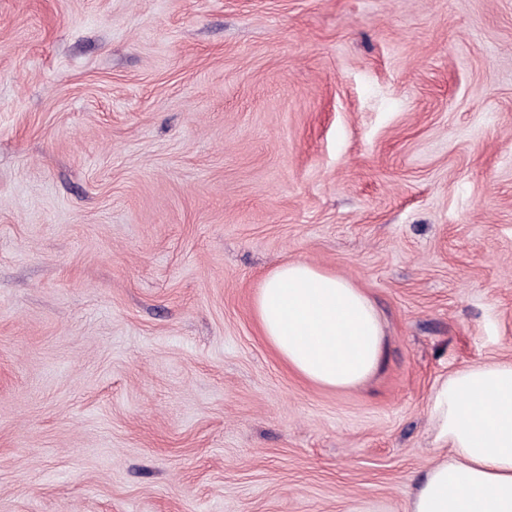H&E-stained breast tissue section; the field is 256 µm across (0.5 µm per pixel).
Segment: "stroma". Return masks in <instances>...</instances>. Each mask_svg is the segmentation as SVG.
<instances>
[{"mask_svg":"<svg viewBox=\"0 0 512 512\" xmlns=\"http://www.w3.org/2000/svg\"><path fill=\"white\" fill-rule=\"evenodd\" d=\"M306 261L378 370L253 315ZM512 362V0H0V512H405ZM254 313L288 367L318 385L347 389L379 367L385 333L370 297L313 264L279 266L264 280Z\"/></svg>","mask_w":512,"mask_h":512,"instance_id":"1","label":"stroma"}]
</instances>
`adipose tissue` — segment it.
Returning <instances> with one entry per match:
<instances>
[{
    "label": "adipose tissue",
    "instance_id": "1",
    "mask_svg": "<svg viewBox=\"0 0 512 512\" xmlns=\"http://www.w3.org/2000/svg\"><path fill=\"white\" fill-rule=\"evenodd\" d=\"M254 313L281 359L313 383L351 388L380 365L385 333L372 300L313 264L272 271ZM429 414L440 455L407 512H512V362L474 364L442 377Z\"/></svg>",
    "mask_w": 512,
    "mask_h": 512
}]
</instances>
